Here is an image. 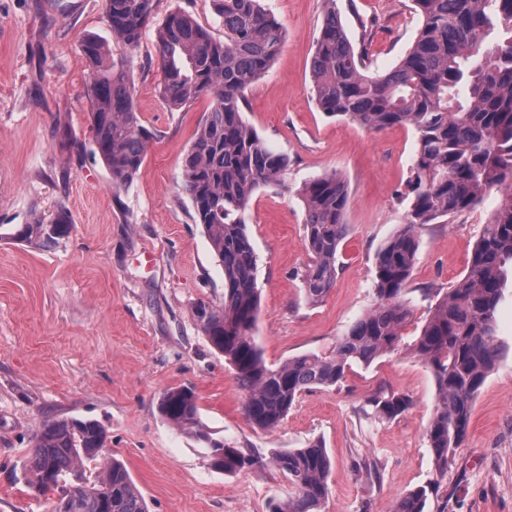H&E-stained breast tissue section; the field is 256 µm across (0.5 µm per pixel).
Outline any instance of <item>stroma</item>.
<instances>
[{
    "instance_id": "obj_1",
    "label": "stroma",
    "mask_w": 512,
    "mask_h": 512,
    "mask_svg": "<svg viewBox=\"0 0 512 512\" xmlns=\"http://www.w3.org/2000/svg\"><path fill=\"white\" fill-rule=\"evenodd\" d=\"M286 30L270 70L246 91L244 119L288 157L281 185L256 192L247 228L258 257L259 344L268 364L330 352L375 303V254L403 222L415 150L409 127L367 129L316 104L310 59L325 0H264ZM185 10L222 36L211 0H155L152 22L129 51L112 37L105 0H0V225L11 228L67 208L69 238L40 251L0 240V512H49L30 485L29 450L53 417L97 421L105 456L122 460L149 512H268L291 486L274 450L322 440L332 459L322 512H393L396 501L433 479L426 428L436 402L429 368L408 348L437 294L460 279L497 203L418 231L407 283L412 315L405 347L370 367L353 366L332 387L303 392L274 430L253 427L223 355L203 335L195 309L224 302V269L182 189V165L209 102L181 112L159 90L156 32ZM353 41H371L372 67H394L419 27L411 0H336ZM94 38L130 57L137 105L155 133L128 187H112L93 152L81 46ZM340 173L349 186L340 248L343 266L323 302L302 290L308 256L307 181ZM506 355L474 404L469 435L444 477L448 512H512V289L499 314ZM192 387L198 429L181 430L157 406L161 393ZM386 388L411 407L391 421L366 416V397ZM252 450L256 465L227 475L210 465L209 443ZM377 477H368L366 466Z\"/></svg>"
}]
</instances>
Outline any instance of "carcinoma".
Returning <instances> with one entry per match:
<instances>
[{"label":"carcinoma","mask_w":512,"mask_h":512,"mask_svg":"<svg viewBox=\"0 0 512 512\" xmlns=\"http://www.w3.org/2000/svg\"><path fill=\"white\" fill-rule=\"evenodd\" d=\"M115 40L134 50L153 17L155 0H106ZM327 10L310 62L318 107L370 130L409 126L417 135L406 183L404 222L375 255L376 304L338 338L327 356L304 353L278 366L266 364L257 339L260 291L257 256L245 212L262 187L278 186L288 157L269 149L243 119L245 91L272 65L285 42L283 25L263 0H212L224 38L192 15L170 13L157 30L160 92L173 110L205 97L210 105L183 162V190L195 221L204 226L224 268V305L199 304L196 317L210 345L224 355L244 395L250 422L273 430L300 394L339 384L354 364L371 366L398 350L411 315L406 288L419 249L418 229L472 209L494 192L497 204L485 224L465 275L437 299L408 348L432 371L437 403L426 437L437 474L448 472L454 449L469 432L473 406L504 348L497 314L512 277V0H411L417 37L393 68L370 70L368 47H358L336 14ZM91 69L87 88L94 150L119 190L142 166L153 132L135 100L130 66L113 60L104 46L86 39ZM298 195L304 206V244L309 257L302 285L318 304L340 273L339 251L348 235V183L337 172L308 181ZM73 229L67 210L52 220L35 217L4 237L49 249ZM412 405L410 396L378 389L365 400L370 415L393 420ZM162 416L180 429L197 425L190 387L159 398ZM108 436L92 420L42 421L28 459L39 493L55 495L52 512H148L124 463L108 460L103 477L68 480L97 460ZM211 465L226 474L255 464V457L218 440L209 441ZM272 464L291 484L270 512H321L329 496L331 459L322 440L275 452ZM433 479L403 497L395 512H425L441 498Z\"/></svg>","instance_id":"cac0c4a2"}]
</instances>
